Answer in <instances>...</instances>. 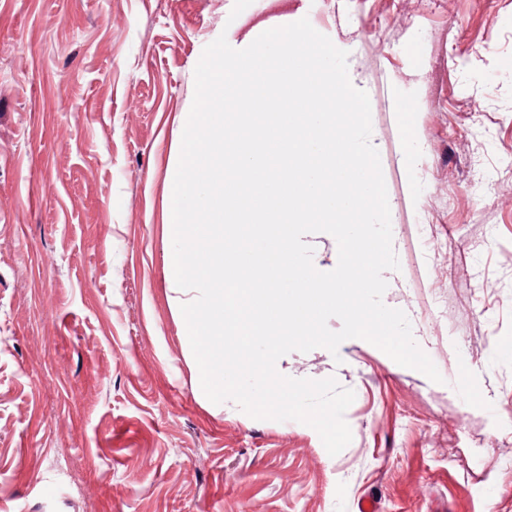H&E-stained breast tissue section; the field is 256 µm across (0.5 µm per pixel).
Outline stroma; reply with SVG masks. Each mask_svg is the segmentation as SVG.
Here are the masks:
<instances>
[{
  "label": "stroma",
  "mask_w": 512,
  "mask_h": 512,
  "mask_svg": "<svg viewBox=\"0 0 512 512\" xmlns=\"http://www.w3.org/2000/svg\"><path fill=\"white\" fill-rule=\"evenodd\" d=\"M233 6L0 0V512H512V0ZM274 11L353 45L393 202L383 302L443 377L362 339L281 357L354 391L335 456L201 396L164 265L195 67ZM416 109V101L409 98L403 99L398 107L405 139L410 145L405 159L410 168H415L419 164L423 153L422 141L415 120Z\"/></svg>",
  "instance_id": "stroma-1"
}]
</instances>
